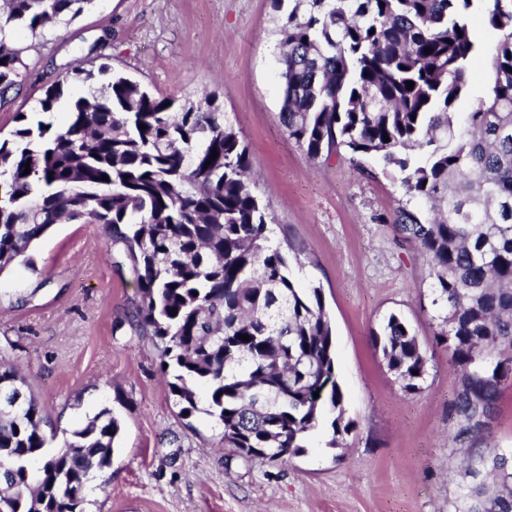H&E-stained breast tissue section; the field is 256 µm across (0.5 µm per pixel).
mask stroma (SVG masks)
Instances as JSON below:
<instances>
[{
  "label": "stroma",
  "instance_id": "1",
  "mask_svg": "<svg viewBox=\"0 0 512 512\" xmlns=\"http://www.w3.org/2000/svg\"><path fill=\"white\" fill-rule=\"evenodd\" d=\"M280 18L272 0H95L74 21L13 33L22 83L0 98L1 139L19 117L44 118L39 99L76 65L108 64L180 103L216 95L248 147L272 241L296 249L299 284L322 289L353 423L335 448L320 423L303 455L274 463L219 447L212 418L181 416L154 337L133 322L138 290L122 245L102 224H58L32 266L0 273V360L36 397L48 451L102 409L120 420L85 512H454L466 461L484 445L455 439L429 261L393 223L404 189L375 157L310 160L280 123ZM45 118L58 127L66 113ZM392 313L428 359L413 393L372 342Z\"/></svg>",
  "mask_w": 512,
  "mask_h": 512
}]
</instances>
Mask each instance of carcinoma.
I'll return each instance as SVG.
<instances>
[{"label":"carcinoma","mask_w":512,"mask_h":512,"mask_svg":"<svg viewBox=\"0 0 512 512\" xmlns=\"http://www.w3.org/2000/svg\"><path fill=\"white\" fill-rule=\"evenodd\" d=\"M294 2L281 21V123L312 159L380 157L424 201L423 210L400 206L394 223L434 277L444 312L435 339L457 375L456 439L486 442L467 463L455 512H512V448L490 436L512 379V0ZM90 3L0 0V93L22 81L7 35L73 19ZM475 13L497 34L489 46ZM476 66L489 90L461 128L455 108ZM106 73L70 69L39 101L50 114L64 84L87 86L66 124L23 117L0 141V273L28 263L55 224L105 225L131 262L136 325L161 344L180 412L198 410L204 387L203 412L222 427L224 447L269 462L304 452L331 414L336 447L350 423L321 288L300 287L272 243L240 132L206 91L175 110L121 74L98 83ZM373 342L401 387L420 389L427 359L408 324L389 315ZM41 422L24 377L1 360L0 512H85L88 482L112 465L119 420L100 411L54 453Z\"/></svg>","instance_id":"carcinoma-1"}]
</instances>
